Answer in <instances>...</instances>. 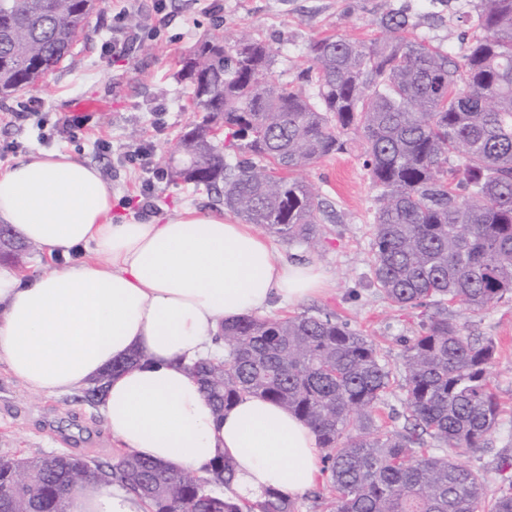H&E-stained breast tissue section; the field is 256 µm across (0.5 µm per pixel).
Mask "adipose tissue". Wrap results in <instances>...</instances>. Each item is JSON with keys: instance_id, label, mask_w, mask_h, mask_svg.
Returning <instances> with one entry per match:
<instances>
[{"instance_id": "ef3b65f1", "label": "adipose tissue", "mask_w": 512, "mask_h": 512, "mask_svg": "<svg viewBox=\"0 0 512 512\" xmlns=\"http://www.w3.org/2000/svg\"><path fill=\"white\" fill-rule=\"evenodd\" d=\"M0 223L55 262L34 277L0 267V364L35 393L68 396L105 379L114 440L179 471L230 458L249 499L296 495L320 473L315 433L253 396L216 416L188 364L223 355L222 321L298 303L324 285L315 264L276 259L252 225L186 209L163 219L113 216L99 169L37 152L0 170ZM86 257L71 263L72 254ZM141 358L133 364L131 352ZM124 362L112 372L116 362ZM68 512H145L122 487L90 482Z\"/></svg>"}]
</instances>
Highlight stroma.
Returning <instances> with one entry per match:
<instances>
[{
    "label": "stroma",
    "instance_id": "1",
    "mask_svg": "<svg viewBox=\"0 0 512 512\" xmlns=\"http://www.w3.org/2000/svg\"><path fill=\"white\" fill-rule=\"evenodd\" d=\"M123 7L140 24L130 31L129 52L117 57L104 53L103 45L112 36L113 14ZM471 9L469 0H103L88 20L87 38L70 57L35 86L0 100V146L10 148L0 155V168L38 151H59L100 170L112 191L113 214L146 220L188 206L216 209L214 197L204 189L163 178L154 184L151 209L140 210L136 199L142 175L123 159L144 142L151 145L157 167L167 168L177 137L200 121L189 85L178 77L179 61L213 25H220L228 40L243 29L259 35L275 59L270 80L285 84L298 81L308 67L311 39L337 35L370 43L379 35L378 18L397 10L413 15V36L461 56L462 18ZM31 97L40 99L39 113L21 115L22 102ZM77 117L86 121L78 139L46 134V126ZM303 177L333 214L314 256L327 284L300 304L272 310V317L334 314L373 338L391 366L400 365L403 340L417 332L420 312L392 308L366 282L375 193L360 150L323 158ZM125 197L131 206H121ZM449 312L471 334L499 343L490 378L501 393L502 422L490 437V453L458 458L484 471L494 489L500 484L498 454L512 455V296L479 311L457 304ZM58 453L111 463L120 450L99 406L78 394L31 392L0 365V457Z\"/></svg>",
    "mask_w": 512,
    "mask_h": 512
}]
</instances>
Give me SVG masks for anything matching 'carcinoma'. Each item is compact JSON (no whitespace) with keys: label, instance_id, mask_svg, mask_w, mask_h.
<instances>
[{"label":"carcinoma","instance_id":"obj_1","mask_svg":"<svg viewBox=\"0 0 512 512\" xmlns=\"http://www.w3.org/2000/svg\"><path fill=\"white\" fill-rule=\"evenodd\" d=\"M100 0H0V100L37 84L86 37ZM460 34L461 59L408 36L401 13L382 17L368 44L338 36L310 41L302 81H269L267 43L248 32L235 44L204 34L180 60L192 104L203 113L174 148L168 175L208 193L248 224L290 247L325 239L327 206L300 178L358 137L376 207L369 283L393 307L422 309L399 368L378 344L331 314L243 316L221 326L224 359L198 362L216 413L250 395L272 401L317 435L330 473L323 512H512L508 486L488 492L485 474L448 452L490 450L501 400L489 368L492 338H475L448 314L481 310L512 294V0H477ZM221 123L223 135L209 131ZM400 391L408 425L383 421ZM0 457V512H65L55 486L73 492L81 457ZM148 512H295L268 489L249 500L230 488L233 463L219 455L197 476L121 455L96 465Z\"/></svg>","mask_w":512,"mask_h":512}]
</instances>
